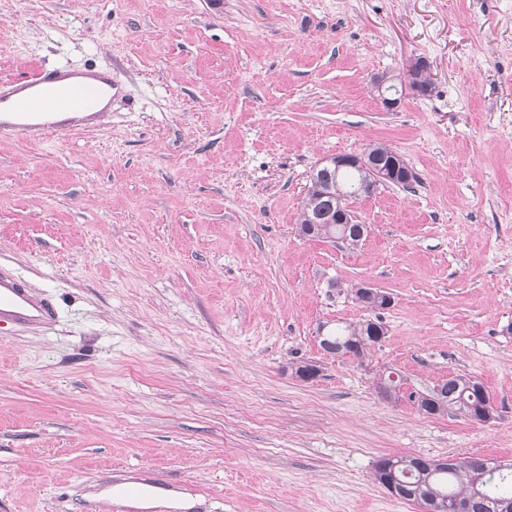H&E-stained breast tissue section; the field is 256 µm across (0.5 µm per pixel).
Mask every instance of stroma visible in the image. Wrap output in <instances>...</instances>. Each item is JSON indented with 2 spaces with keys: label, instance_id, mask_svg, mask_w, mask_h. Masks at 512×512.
Masks as SVG:
<instances>
[{
  "label": "stroma",
  "instance_id": "stroma-1",
  "mask_svg": "<svg viewBox=\"0 0 512 512\" xmlns=\"http://www.w3.org/2000/svg\"><path fill=\"white\" fill-rule=\"evenodd\" d=\"M418 59L431 93L386 110ZM67 62L127 97L0 136V268L56 310L0 324V512H113L131 472L187 512H422L377 460H512V0H0V78ZM377 143L411 189L349 199L356 248L298 236L315 165ZM362 282L382 342L325 353ZM389 371L476 376L497 418L383 397ZM355 295L366 308L373 311L387 310L393 304L390 294L368 284H361L355 288Z\"/></svg>",
  "mask_w": 512,
  "mask_h": 512
}]
</instances>
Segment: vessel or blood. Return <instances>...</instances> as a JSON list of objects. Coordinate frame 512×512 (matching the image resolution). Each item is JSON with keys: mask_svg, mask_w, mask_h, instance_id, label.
<instances>
[{"mask_svg": "<svg viewBox=\"0 0 512 512\" xmlns=\"http://www.w3.org/2000/svg\"><path fill=\"white\" fill-rule=\"evenodd\" d=\"M83 81L62 85L60 69H44L32 76H17L0 80V104L15 101L20 119L16 122H0V133L23 135L42 132L43 135H59L72 131L81 122L93 121V106L104 92L105 84H111L110 72L85 69ZM61 96V105L72 111L73 116L61 122H45L41 116L51 106L54 96ZM51 307L33 297L28 288L5 271L0 270V322L9 320L22 326H34L50 322ZM153 485L151 479L132 476L124 497L131 505L127 512H144V501Z\"/></svg>", "mask_w": 512, "mask_h": 512, "instance_id": "1", "label": "vessel or blood"}]
</instances>
